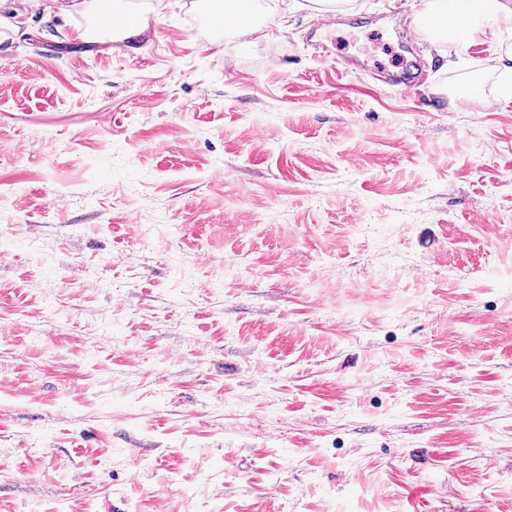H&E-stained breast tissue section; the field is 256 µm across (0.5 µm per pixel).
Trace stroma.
Returning <instances> with one entry per match:
<instances>
[{"instance_id":"35a3bbf8","label":"stroma","mask_w":512,"mask_h":512,"mask_svg":"<svg viewBox=\"0 0 512 512\" xmlns=\"http://www.w3.org/2000/svg\"><path fill=\"white\" fill-rule=\"evenodd\" d=\"M69 2L0 38V512H512L488 38L126 0L112 53Z\"/></svg>"}]
</instances>
